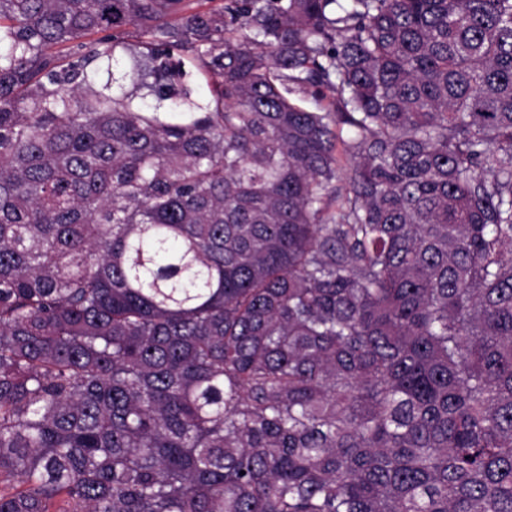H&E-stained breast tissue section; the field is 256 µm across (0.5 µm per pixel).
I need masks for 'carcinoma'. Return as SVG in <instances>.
Listing matches in <instances>:
<instances>
[{"mask_svg":"<svg viewBox=\"0 0 512 512\" xmlns=\"http://www.w3.org/2000/svg\"><path fill=\"white\" fill-rule=\"evenodd\" d=\"M219 2L0 0V512H512V0Z\"/></svg>","mask_w":512,"mask_h":512,"instance_id":"cac0c4a2","label":"carcinoma"}]
</instances>
